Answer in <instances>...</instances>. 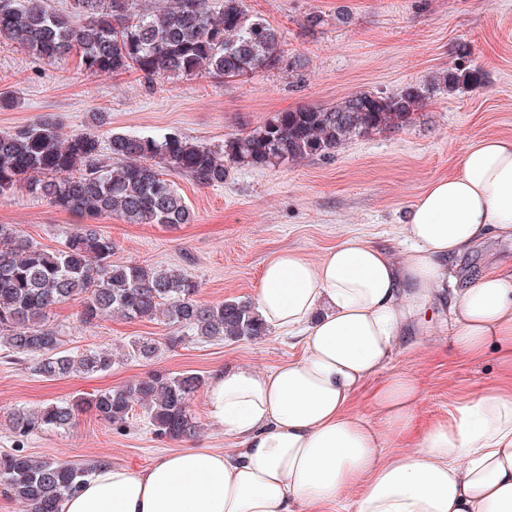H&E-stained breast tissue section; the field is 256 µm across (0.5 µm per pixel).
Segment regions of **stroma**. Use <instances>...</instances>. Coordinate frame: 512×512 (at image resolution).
<instances>
[{
    "label": "stroma",
    "mask_w": 512,
    "mask_h": 512,
    "mask_svg": "<svg viewBox=\"0 0 512 512\" xmlns=\"http://www.w3.org/2000/svg\"><path fill=\"white\" fill-rule=\"evenodd\" d=\"M251 14L266 19L286 37L285 49L298 71L224 79L211 75L147 81L135 71L85 73L77 56L41 65L22 48H0V132L38 117L57 120L63 133L97 135L172 130L219 144L268 116L311 104L331 107L360 90L396 92L404 85L454 67L457 44L469 45L470 60L486 75L484 86L436 95L409 123L352 141L331 157H309L285 167H242L221 186L202 187L176 176L193 212L175 228L129 224L115 216L96 225L116 244L114 262H136L182 270L198 281L202 302L249 300L262 268L273 254L292 250L318 261L325 250L351 234H363L394 253L406 247L403 227L409 208L433 180L457 174L473 141L512 138V0H246ZM352 21L337 22L338 9ZM314 11L326 23L306 22ZM107 118L93 124V113ZM77 216L46 200L17 191L0 196V224H13L39 246L60 248ZM512 264V240L487 238L453 263L449 276L461 284ZM79 306L60 304L50 320L65 346L80 351L103 346L122 357L106 373L46 380L26 363L0 358V453L12 451L8 416L98 390L121 387L150 369L196 370L213 375L227 366L269 371L296 359V340L269 331L254 341L189 338L161 349L152 362L126 356L131 338L158 341L179 335L178 327L155 321L105 318L79 323ZM449 301L432 302L415 320L413 336L398 347L389 373L414 378L422 399L419 426L451 421L469 396L490 388L512 390V362L495 348L464 359L452 345ZM175 442L152 433L142 409L116 428L94 415H80L67 430H41L25 443L29 454L57 460H99L145 467Z\"/></svg>",
    "instance_id": "obj_1"
}]
</instances>
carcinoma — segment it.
<instances>
[{
	"mask_svg": "<svg viewBox=\"0 0 512 512\" xmlns=\"http://www.w3.org/2000/svg\"><path fill=\"white\" fill-rule=\"evenodd\" d=\"M0 46L24 48L48 65L76 52L91 74L135 70L149 81L202 74L248 77L300 66L284 50V33L251 14L245 0H169L155 11L139 0H74L70 12L50 9L48 0H0ZM483 82L477 67L451 68L396 94L358 91L330 108L275 112L220 145L175 131L122 132L105 148L90 133L66 135L53 120L41 118L0 132V196L24 189L80 217L188 224L193 214L171 173L212 187L223 185L234 168L327 157L347 142L402 127L437 93L473 90ZM114 249L112 238L93 224L74 227L58 251L37 246L12 224H0V351L29 357L33 373L46 380L110 370L114 354L105 347L79 353L64 348L50 310L68 301L79 302L84 324L117 315L184 327L202 341L268 335L251 303L205 304L198 298L199 284L186 274L116 264ZM160 348L155 338L136 336L127 355L151 361ZM206 384L196 370L153 371L121 388L17 409L9 416V429L22 443L42 429H68L86 411L121 426L140 406L156 436L184 441L199 432L190 405ZM93 467L39 458L17 447L0 455V486L23 512H58L60 499L76 491Z\"/></svg>",
	"mask_w": 512,
	"mask_h": 512,
	"instance_id": "carcinoma-1",
	"label": "carcinoma"
}]
</instances>
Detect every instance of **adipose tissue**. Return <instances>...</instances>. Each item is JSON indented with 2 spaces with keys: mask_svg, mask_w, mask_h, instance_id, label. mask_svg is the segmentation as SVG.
I'll return each mask as SVG.
<instances>
[{
  "mask_svg": "<svg viewBox=\"0 0 512 512\" xmlns=\"http://www.w3.org/2000/svg\"><path fill=\"white\" fill-rule=\"evenodd\" d=\"M512 237V139L471 143L459 174L431 182L409 210L402 258L352 235L318 262L296 252L264 266L255 310L302 354L267 372L234 367L206 389L211 423L236 437L228 455L168 451L134 469L102 464L60 512H512V394L486 390L448 423L416 427L420 389L407 374L373 393L384 432L407 450L380 458L384 432L353 418L354 394L390 362L407 323L448 286V262L488 235ZM453 342L512 355V268L457 290Z\"/></svg>",
  "mask_w": 512,
  "mask_h": 512,
  "instance_id": "1",
  "label": "adipose tissue"
}]
</instances>
